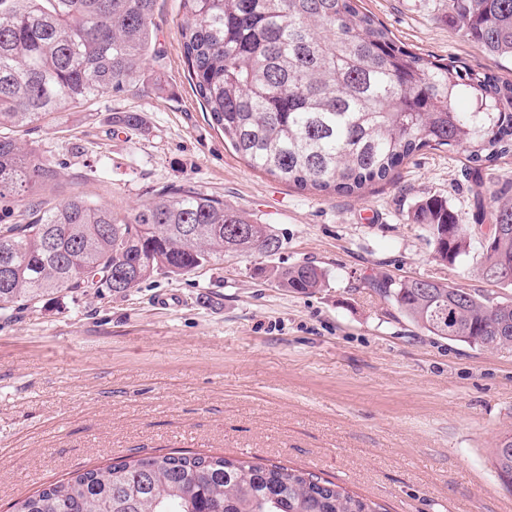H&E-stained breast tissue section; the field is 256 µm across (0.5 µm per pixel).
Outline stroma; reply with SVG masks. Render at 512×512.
I'll return each mask as SVG.
<instances>
[{
    "label": "stroma",
    "mask_w": 512,
    "mask_h": 512,
    "mask_svg": "<svg viewBox=\"0 0 512 512\" xmlns=\"http://www.w3.org/2000/svg\"><path fill=\"white\" fill-rule=\"evenodd\" d=\"M405 47L512 70L462 41L440 0H359ZM179 0H157L158 57L79 112L20 131L50 193L133 209L192 185L262 224L274 255H228L115 296L66 292L0 310V512L84 468L185 450L302 469L385 512H512L491 453L512 432V345L430 335L370 282L427 278L512 301L475 260L439 261L412 213L430 195L472 221L463 153L426 148L365 196H319L251 169L213 126L179 50ZM134 112L139 126L120 123ZM375 220L362 221L365 211ZM310 262L326 288L265 270Z\"/></svg>",
    "instance_id": "stroma-1"
}]
</instances>
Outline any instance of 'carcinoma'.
I'll use <instances>...</instances> for the list:
<instances>
[{"mask_svg": "<svg viewBox=\"0 0 512 512\" xmlns=\"http://www.w3.org/2000/svg\"><path fill=\"white\" fill-rule=\"evenodd\" d=\"M157 0H0V310L63 291L115 296L156 274L185 276L226 253L278 252L268 224L194 187H171L120 212L81 194H41L56 170L3 133L119 90L154 51ZM180 49L211 123L249 166L302 191L362 196L427 147L484 166L512 154V82L398 45L355 0H181ZM448 24L512 60V0H443ZM489 238L448 201L412 220L439 260L479 248L485 277L512 267V182L488 189ZM314 293L326 271H268ZM419 328L492 350L512 344V303L425 278L372 282ZM493 466L512 488V451ZM12 512H377L315 474L173 451L83 469L19 498Z\"/></svg>", "mask_w": 512, "mask_h": 512, "instance_id": "carcinoma-1", "label": "carcinoma"}]
</instances>
